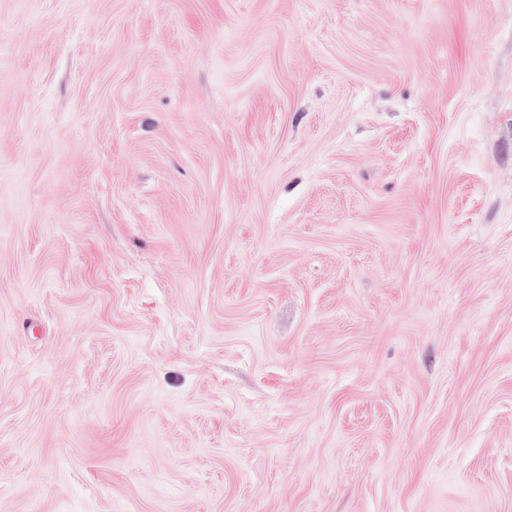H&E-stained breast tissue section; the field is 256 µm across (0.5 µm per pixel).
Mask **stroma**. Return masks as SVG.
<instances>
[{"instance_id": "stroma-1", "label": "stroma", "mask_w": 512, "mask_h": 512, "mask_svg": "<svg viewBox=\"0 0 512 512\" xmlns=\"http://www.w3.org/2000/svg\"><path fill=\"white\" fill-rule=\"evenodd\" d=\"M0 512H512V0H0Z\"/></svg>"}]
</instances>
